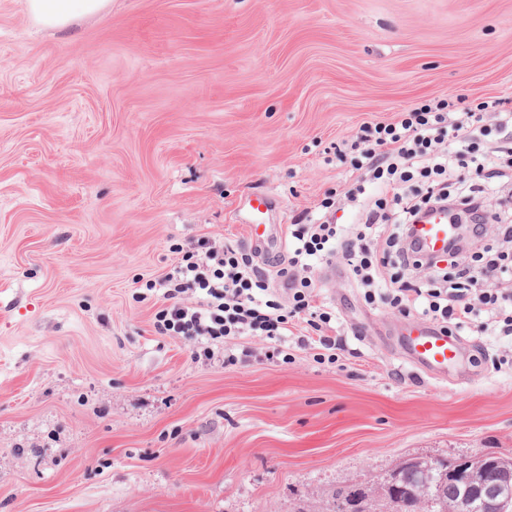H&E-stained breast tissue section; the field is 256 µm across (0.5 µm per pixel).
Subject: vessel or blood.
Here are the masks:
<instances>
[{"label":"vessel or blood","mask_w":512,"mask_h":512,"mask_svg":"<svg viewBox=\"0 0 512 512\" xmlns=\"http://www.w3.org/2000/svg\"><path fill=\"white\" fill-rule=\"evenodd\" d=\"M251 215L248 224L251 236L262 253L282 248L279 228L269 221L272 200L257 196L248 200ZM457 221L447 208L437 207L425 212L413 225L411 239L418 255L434 257L447 251L457 235ZM399 356L422 377L434 381L447 380L450 373L461 372L464 356L458 338L443 333L425 322L409 325L399 339Z\"/></svg>","instance_id":"vessel-or-blood-1"}]
</instances>
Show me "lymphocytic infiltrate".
Here are the masks:
<instances>
[{
	"label": "lymphocytic infiltrate",
	"mask_w": 512,
	"mask_h": 512,
	"mask_svg": "<svg viewBox=\"0 0 512 512\" xmlns=\"http://www.w3.org/2000/svg\"><path fill=\"white\" fill-rule=\"evenodd\" d=\"M494 119L491 128L475 124L472 113L442 101L400 112L391 122L363 126L350 145L357 153L354 167L366 170L383 195L365 199L359 185L346 191V200L359 206V224L344 231L330 213L333 199L325 198L317 222L289 228L287 264L274 275L242 248L197 239L180 250L165 273L144 285L162 294L156 331L199 339L208 359L216 345H225L224 361L231 365L237 360L232 340L261 336L281 342L305 312L324 359L335 361L340 345L331 335L333 314L315 306V283L307 271L313 262L342 256L367 304L419 315L451 336L482 317L497 335L512 337V255L482 241L487 219L496 223L504 242L512 243V222L490 209L487 186L488 180L512 173V112H495ZM493 130L500 136L495 154L477 156V146ZM469 167L474 178L449 194L444 176ZM417 177L425 179V193L399 194L401 184ZM435 206L448 207L459 222L473 224L476 249L451 273L440 268L438 259L414 257L407 242L412 224Z\"/></svg>",
	"instance_id": "obj_1"
}]
</instances>
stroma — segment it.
<instances>
[{
  "mask_svg": "<svg viewBox=\"0 0 512 512\" xmlns=\"http://www.w3.org/2000/svg\"><path fill=\"white\" fill-rule=\"evenodd\" d=\"M512 108V0H110L60 29L0 0V512H330L411 458L512 456V368L468 378L381 343L402 316L317 267L345 349L250 361L158 335L172 244H253L350 187L362 124L425 101ZM272 204V199L267 196H255L247 201L251 215V221L248 223L250 234L256 239L255 246L266 255L273 248L280 250L283 248L277 224H269L268 216L269 211L272 210ZM261 227L263 230L260 232Z\"/></svg>",
  "mask_w": 512,
  "mask_h": 512,
  "instance_id": "obj_1",
  "label": "stroma"
}]
</instances>
